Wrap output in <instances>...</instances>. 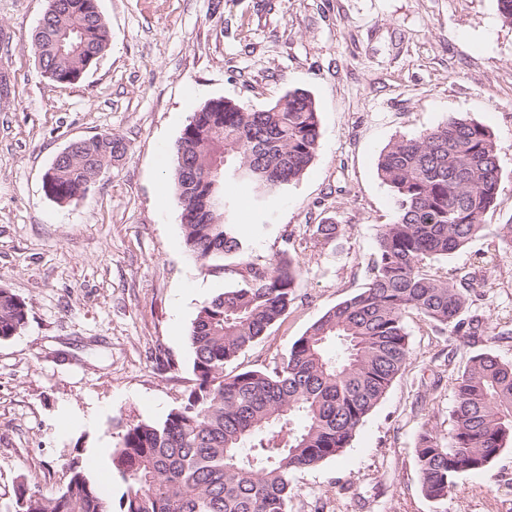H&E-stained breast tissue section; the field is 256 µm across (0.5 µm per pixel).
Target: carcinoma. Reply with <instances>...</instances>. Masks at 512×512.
I'll list each match as a JSON object with an SVG mask.
<instances>
[{
    "label": "carcinoma",
    "mask_w": 512,
    "mask_h": 512,
    "mask_svg": "<svg viewBox=\"0 0 512 512\" xmlns=\"http://www.w3.org/2000/svg\"><path fill=\"white\" fill-rule=\"evenodd\" d=\"M55 2L28 48L41 72L65 87L97 64L110 35L98 0ZM319 138V112L305 92L262 109L212 99L193 113L172 150L186 245L215 271L229 256L242 258L243 285L198 309L189 334L194 383L181 403L160 422L122 426L112 452V470L126 485L118 503L74 461L57 495L20 482L4 512H290L293 473L339 457L405 369L409 314L454 336L482 331L470 306L492 283L469 272L455 287L431 261L483 231L499 198L498 147L485 126L450 117L380 154L378 176L398 211L378 232L363 291L326 311L274 368L225 372L288 313L300 278L285 254L264 264L243 260L248 246L226 212L225 186L245 183L257 201L280 194L312 164ZM126 153L118 135L86 138L51 164L45 193L76 200ZM308 228L317 245L340 234L332 223ZM26 322V303L0 288V339ZM452 384V435L427 432L416 448L422 490L434 500L448 497L460 473L486 469L512 445V364L478 353Z\"/></svg>",
    "instance_id": "obj_1"
}]
</instances>
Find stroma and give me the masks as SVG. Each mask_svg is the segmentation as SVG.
<instances>
[{
	"instance_id": "35a3bbf8",
	"label": "stroma",
	"mask_w": 512,
	"mask_h": 512,
	"mask_svg": "<svg viewBox=\"0 0 512 512\" xmlns=\"http://www.w3.org/2000/svg\"><path fill=\"white\" fill-rule=\"evenodd\" d=\"M47 0H0V287L24 300L25 327L0 340V507L17 481L60 492L69 465L112 473L120 424L158 422L193 383L188 343L199 307L238 287L239 260L212 271L188 252L169 161L205 102L253 108L287 91L311 94L320 113L316 156L287 192L247 205L225 189L262 264L288 253L301 273L283 320L228 368H273L327 310L358 294L381 225L397 214L377 173L391 142L450 117L489 128L501 191L484 230L433 265L450 284L484 269L492 286L474 309L485 333L463 340L409 315L410 358L349 448L296 472L291 512H512V445L481 472L459 474L448 498H427L415 448L449 436L451 377L470 356L512 363V246L480 256L497 225L512 222V24L497 0H99L110 47L77 83L45 77L26 41ZM112 133L128 155L86 195L58 204L43 189L52 161L76 139ZM340 227L314 244L307 227Z\"/></svg>"
}]
</instances>
